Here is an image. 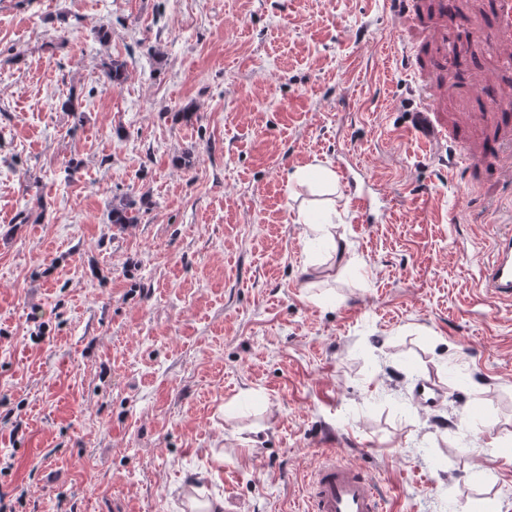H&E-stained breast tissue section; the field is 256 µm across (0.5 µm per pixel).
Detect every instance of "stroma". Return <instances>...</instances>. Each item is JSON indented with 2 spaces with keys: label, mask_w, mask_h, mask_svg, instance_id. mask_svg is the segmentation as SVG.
I'll return each instance as SVG.
<instances>
[{
  "label": "stroma",
  "mask_w": 512,
  "mask_h": 512,
  "mask_svg": "<svg viewBox=\"0 0 512 512\" xmlns=\"http://www.w3.org/2000/svg\"><path fill=\"white\" fill-rule=\"evenodd\" d=\"M504 53L489 0H0V498L304 512L330 446L387 512H512V301L476 261L512 225ZM346 154L380 223L291 180ZM325 202L349 257L296 221ZM139 209L134 201L120 197L112 200V208L109 212L110 224L126 225L139 222Z\"/></svg>",
  "instance_id": "stroma-1"
}]
</instances>
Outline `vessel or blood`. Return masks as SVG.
<instances>
[{
  "label": "vessel or blood",
  "instance_id": "b4317fda",
  "mask_svg": "<svg viewBox=\"0 0 512 512\" xmlns=\"http://www.w3.org/2000/svg\"><path fill=\"white\" fill-rule=\"evenodd\" d=\"M478 286L486 298L512 300V226L499 224L488 256L479 258ZM385 496L364 470L327 451L309 483L306 512H383Z\"/></svg>",
  "mask_w": 512,
  "mask_h": 512
}]
</instances>
